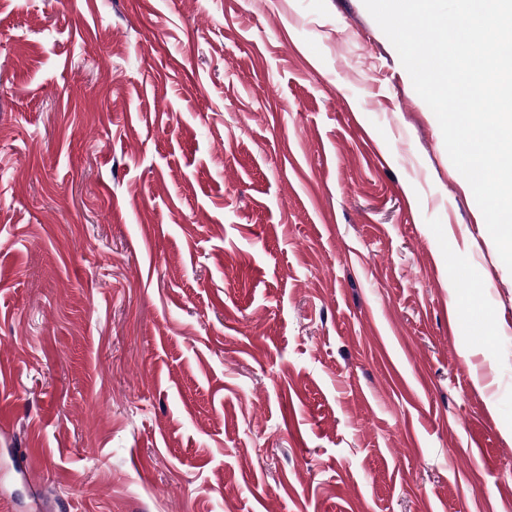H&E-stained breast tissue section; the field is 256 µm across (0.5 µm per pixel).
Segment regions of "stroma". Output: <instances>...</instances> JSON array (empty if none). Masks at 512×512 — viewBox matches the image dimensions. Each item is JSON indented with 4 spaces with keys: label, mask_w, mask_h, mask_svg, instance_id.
<instances>
[{
    "label": "stroma",
    "mask_w": 512,
    "mask_h": 512,
    "mask_svg": "<svg viewBox=\"0 0 512 512\" xmlns=\"http://www.w3.org/2000/svg\"><path fill=\"white\" fill-rule=\"evenodd\" d=\"M506 395L363 0H0V512H512Z\"/></svg>",
    "instance_id": "1"
}]
</instances>
